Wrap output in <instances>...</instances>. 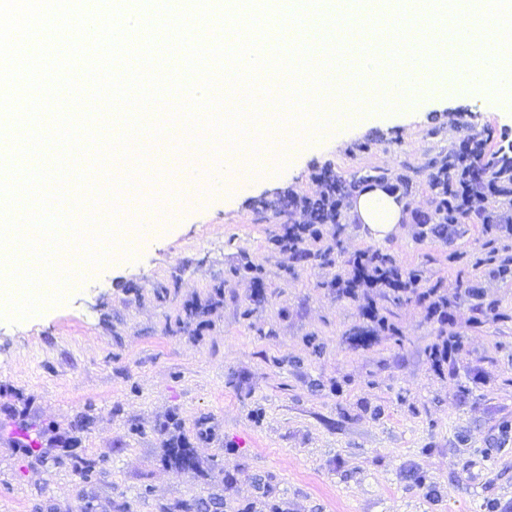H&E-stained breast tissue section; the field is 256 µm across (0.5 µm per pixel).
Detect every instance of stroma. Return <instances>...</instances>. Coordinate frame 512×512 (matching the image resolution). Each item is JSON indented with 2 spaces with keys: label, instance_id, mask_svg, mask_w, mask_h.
I'll list each match as a JSON object with an SVG mask.
<instances>
[{
  "label": "stroma",
  "instance_id": "1",
  "mask_svg": "<svg viewBox=\"0 0 512 512\" xmlns=\"http://www.w3.org/2000/svg\"><path fill=\"white\" fill-rule=\"evenodd\" d=\"M475 133L495 151L512 141V115L426 101L246 189L216 185L191 209L167 190L176 145L148 159L165 230L41 315L0 319V512H180L214 496L226 512H512V281L449 261L480 250L479 225L418 236L432 158ZM371 168L411 177L409 219L381 242L328 225L344 255L376 247L428 284L474 280L509 321L477 322L467 298L441 323L413 299L383 331L362 300L328 288L336 265L271 250L288 194L316 196L325 169ZM243 251L262 270L261 300L237 273ZM448 331L460 340L438 371L429 352ZM177 437L198 470L170 461ZM78 458L99 473L80 481Z\"/></svg>",
  "mask_w": 512,
  "mask_h": 512
}]
</instances>
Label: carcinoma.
<instances>
[{"instance_id":"cac0c4a2","label":"carcinoma","mask_w":512,"mask_h":512,"mask_svg":"<svg viewBox=\"0 0 512 512\" xmlns=\"http://www.w3.org/2000/svg\"><path fill=\"white\" fill-rule=\"evenodd\" d=\"M469 150L461 152L448 146L431 162L429 175L431 212L424 223L429 235L437 238L453 237L464 224H480L484 242L473 267L493 268L497 278L512 280V253H500L499 243L512 237L503 225H512V158L496 156L486 151V140L478 135L468 139ZM381 182L395 188L408 189V179L387 170L370 169L351 180L332 175L327 195L308 202L320 224H334L340 228L348 223L353 194L362 186ZM369 261L377 268L389 266L409 282L422 280L419 269L402 270L393 258L380 250L370 253ZM170 457L181 469H194L197 460L193 450L177 444L170 448ZM97 461L80 459L72 462L74 473L83 481L96 471Z\"/></svg>"}]
</instances>
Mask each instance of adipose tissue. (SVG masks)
Returning <instances> with one entry per match:
<instances>
[{
	"instance_id": "adipose-tissue-1",
	"label": "adipose tissue",
	"mask_w": 512,
	"mask_h": 512,
	"mask_svg": "<svg viewBox=\"0 0 512 512\" xmlns=\"http://www.w3.org/2000/svg\"><path fill=\"white\" fill-rule=\"evenodd\" d=\"M351 214L376 240L393 233L406 217L402 198L383 187L360 192L352 202Z\"/></svg>"
}]
</instances>
